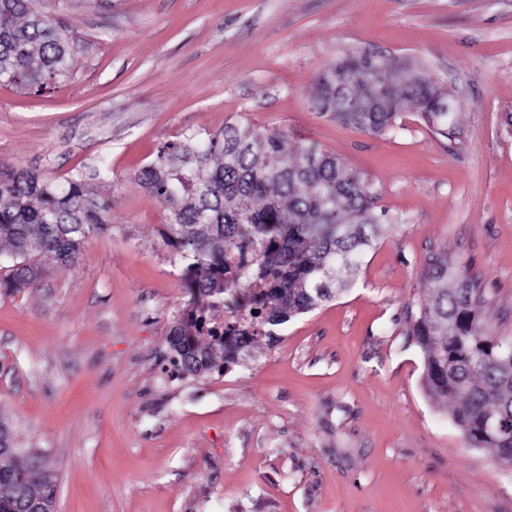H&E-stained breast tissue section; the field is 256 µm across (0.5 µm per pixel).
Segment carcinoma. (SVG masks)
I'll return each instance as SVG.
<instances>
[{"label": "carcinoma", "instance_id": "1", "mask_svg": "<svg viewBox=\"0 0 512 512\" xmlns=\"http://www.w3.org/2000/svg\"><path fill=\"white\" fill-rule=\"evenodd\" d=\"M30 2L0 0V82L40 91L70 79L80 46ZM408 105L432 131L448 134L456 105L438 78L371 51L318 74L312 101L315 111L374 135ZM138 180L171 214L163 237L183 262L188 300L170 336L173 363L187 375L222 371L254 337L272 340L275 327L344 293L368 252L396 228L376 213L379 190L342 159L247 121L163 146ZM109 209L77 178L55 185L31 170L1 167L0 241L8 242L12 265L0 288L34 287L43 260L73 264L90 235L107 228ZM427 283V298L408 310L424 388L451 402L469 447L512 462V341L485 334L482 290L467 272L432 257ZM228 291L247 300L250 323L242 328L213 324ZM56 491L44 455L18 447L0 421V512L46 509Z\"/></svg>", "mask_w": 512, "mask_h": 512}]
</instances>
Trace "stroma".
Listing matches in <instances>:
<instances>
[{
    "instance_id": "1",
    "label": "stroma",
    "mask_w": 512,
    "mask_h": 512,
    "mask_svg": "<svg viewBox=\"0 0 512 512\" xmlns=\"http://www.w3.org/2000/svg\"><path fill=\"white\" fill-rule=\"evenodd\" d=\"M81 45L70 80L0 83V163L83 176L109 226L36 287L0 290V420L56 474L57 512H512V464L471 448L422 387L410 336L431 256L476 274L512 339V0H34ZM363 50L439 77L451 136L414 109L369 135L315 112ZM246 120L341 157L397 223L356 284L167 381L186 300L136 177L160 147Z\"/></svg>"
}]
</instances>
